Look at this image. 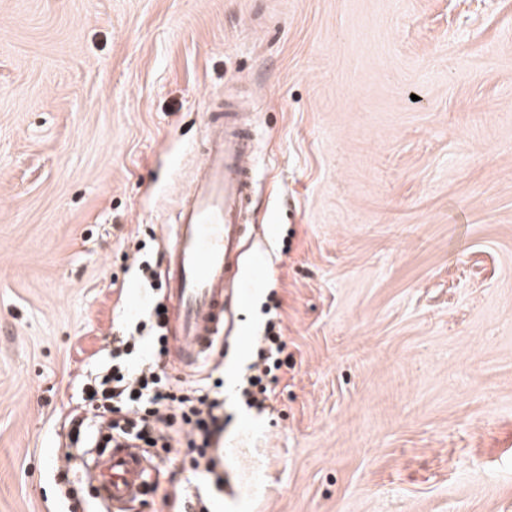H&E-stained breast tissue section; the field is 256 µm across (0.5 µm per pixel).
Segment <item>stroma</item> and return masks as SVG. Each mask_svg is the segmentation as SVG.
I'll return each mask as SVG.
<instances>
[{
  "mask_svg": "<svg viewBox=\"0 0 512 512\" xmlns=\"http://www.w3.org/2000/svg\"><path fill=\"white\" fill-rule=\"evenodd\" d=\"M217 94L261 164L214 512H512V0H0V512H99L73 382L156 302ZM277 317L276 312L270 316L266 323L265 335L258 338L255 343V361L251 365L254 374L248 377L247 385L241 390V397L247 406L259 411L268 408L266 402L270 400V395L273 392L269 385L277 381L274 372L288 364V357L285 359L280 357L284 354L287 344L282 339L283 336L275 331ZM269 376H271L270 379Z\"/></svg>",
  "mask_w": 512,
  "mask_h": 512,
  "instance_id": "1",
  "label": "stroma"
}]
</instances>
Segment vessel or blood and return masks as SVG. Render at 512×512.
Listing matches in <instances>:
<instances>
[{"label": "vessel or blood", "mask_w": 512, "mask_h": 512, "mask_svg": "<svg viewBox=\"0 0 512 512\" xmlns=\"http://www.w3.org/2000/svg\"><path fill=\"white\" fill-rule=\"evenodd\" d=\"M258 168L252 126L238 113L212 112L198 170L179 201L163 253L165 296L178 311L167 340L174 372L198 365L224 333L228 284L247 230ZM95 470L97 489L111 512H122L148 485L149 464L136 448L113 449Z\"/></svg>", "instance_id": "1"}]
</instances>
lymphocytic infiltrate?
<instances>
[{"instance_id":"f902f5d3","label":"lymphocytic infiltrate","mask_w":512,"mask_h":512,"mask_svg":"<svg viewBox=\"0 0 512 512\" xmlns=\"http://www.w3.org/2000/svg\"><path fill=\"white\" fill-rule=\"evenodd\" d=\"M276 327L268 319L241 390L247 406L260 411L272 393L271 376L284 364L286 343ZM165 329L166 315L155 307L102 348V362L80 383L89 413L72 417L70 440L83 448L185 445L193 472L208 484L207 493L196 495L194 512H211L213 496L224 489V380L204 365L187 381L170 375L160 363L167 354Z\"/></svg>"}]
</instances>
